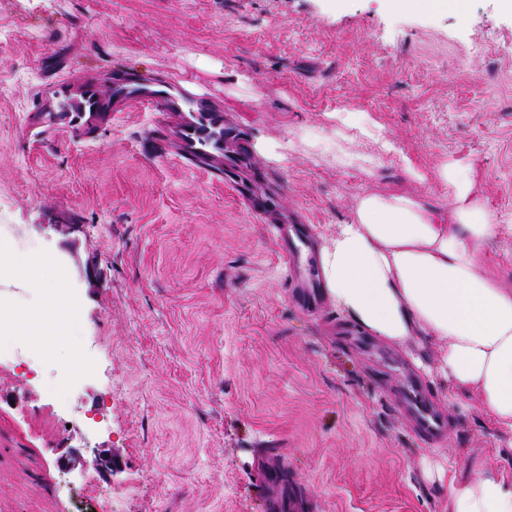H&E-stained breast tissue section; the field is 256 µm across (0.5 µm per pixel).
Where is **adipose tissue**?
Instances as JSON below:
<instances>
[{"instance_id": "obj_1", "label": "adipose tissue", "mask_w": 512, "mask_h": 512, "mask_svg": "<svg viewBox=\"0 0 512 512\" xmlns=\"http://www.w3.org/2000/svg\"><path fill=\"white\" fill-rule=\"evenodd\" d=\"M440 177L453 196L446 215L405 197H361L320 249L321 278L334 305L382 340L446 342L440 376L480 389L485 412L512 432V289L481 268L497 226L468 176ZM444 512H512V466L476 479L453 471Z\"/></svg>"}]
</instances>
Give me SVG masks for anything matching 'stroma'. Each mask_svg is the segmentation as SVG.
<instances>
[{"label": "stroma", "mask_w": 512, "mask_h": 512, "mask_svg": "<svg viewBox=\"0 0 512 512\" xmlns=\"http://www.w3.org/2000/svg\"><path fill=\"white\" fill-rule=\"evenodd\" d=\"M389 0H0V232L51 255L78 319L0 367V512H442L448 468L512 462L482 395L436 375L445 344L395 346L291 295L276 241H317L366 194L448 210L466 170L498 232L483 268L512 288V13ZM85 72L187 78L223 101L273 191L267 216L168 158L175 115L129 108L47 126L36 94ZM82 378L54 404L60 368ZM448 422L440 445L398 409L408 381ZM398 2L400 5L407 8H419L427 6L431 9L443 10L452 8L455 12L456 18L460 23H465L467 14L463 6V0H392ZM424 1V2H421Z\"/></svg>", "instance_id": "stroma-1"}]
</instances>
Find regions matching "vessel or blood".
<instances>
[{
    "mask_svg": "<svg viewBox=\"0 0 512 512\" xmlns=\"http://www.w3.org/2000/svg\"><path fill=\"white\" fill-rule=\"evenodd\" d=\"M53 97L56 101L52 110L54 119H67L75 125L92 124L119 106L181 113L182 118L174 126L173 135L181 144L185 159L202 169L213 168L250 211L263 212V200L239 180L235 166L224 161L231 124L223 105L210 99L199 101L189 80L174 78L166 82H147L131 76L117 79L108 73L95 72L85 77L76 92L71 90L68 82H57ZM277 234L281 241L279 253L292 282L299 287L300 302L307 307L318 304L321 292L314 270L303 262L300 247L289 238L286 229H278ZM407 399L417 412L422 436L428 440L436 439L445 427L444 422L426 408L418 390H411Z\"/></svg>",
    "mask_w": 512,
    "mask_h": 512,
    "instance_id": "1",
    "label": "vessel or blood"
}]
</instances>
